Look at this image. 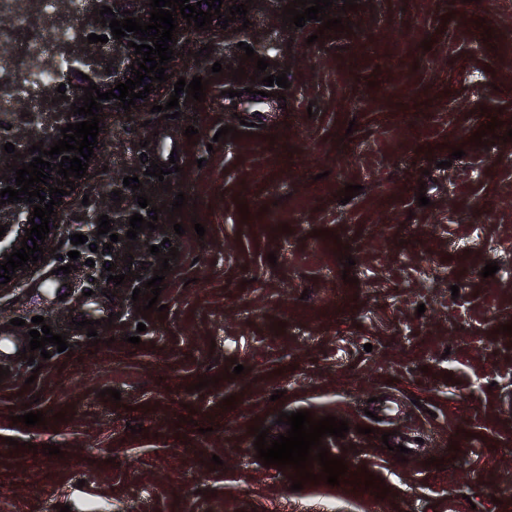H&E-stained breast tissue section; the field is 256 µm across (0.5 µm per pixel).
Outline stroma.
Here are the masks:
<instances>
[{
    "label": "stroma",
    "instance_id": "obj_1",
    "mask_svg": "<svg viewBox=\"0 0 512 512\" xmlns=\"http://www.w3.org/2000/svg\"><path fill=\"white\" fill-rule=\"evenodd\" d=\"M356 2L346 13L343 0L332 5L351 33L322 38L314 20L284 28L289 0H254L246 30L190 31L170 63L175 78L207 80L204 102L161 118L153 108L169 100V80L133 115L106 117L107 170L69 195L59 257L0 295V331L15 345L0 359V512H84L79 484L98 512H326L330 500L335 512H512V335L500 330L512 324V142L502 140L512 0ZM207 44L210 57L194 59ZM245 44L289 88L246 94L255 65ZM217 61L245 79L212 73ZM494 117L496 143H473ZM243 121L251 135L215 141L220 126ZM455 147L464 154L453 160ZM174 152L175 188L151 178L152 203L184 193L186 230L176 235L159 213L150 242L170 239L179 255L158 299L165 317H144L131 288L105 296L111 255L68 238L83 198L117 190L118 211L139 212L124 178ZM349 184L361 190L344 204ZM476 232L496 251L456 250ZM75 249L82 263L64 276L63 299L47 285ZM492 261L498 271L482 277ZM35 316L71 350L21 358ZM85 319L97 321V339L75 329ZM106 388L120 402L101 397ZM28 410L47 425L19 423ZM299 410L347 421L345 437L322 444L355 483L295 491L292 468L262 465L254 428L276 438L287 430L279 413ZM132 420L141 432L127 429ZM418 438V454L398 461L394 446ZM48 444L60 455L33 453ZM369 473L385 495L360 496Z\"/></svg>",
    "mask_w": 512,
    "mask_h": 512
}]
</instances>
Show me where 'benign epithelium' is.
I'll return each mask as SVG.
<instances>
[{
  "instance_id": "obj_1",
  "label": "benign epithelium",
  "mask_w": 512,
  "mask_h": 512,
  "mask_svg": "<svg viewBox=\"0 0 512 512\" xmlns=\"http://www.w3.org/2000/svg\"><path fill=\"white\" fill-rule=\"evenodd\" d=\"M150 0H94V7L78 11L75 7V0H55V6L58 10L75 14L77 27L81 30L82 35L67 46V54L78 68L79 74L75 75L73 84L75 87L69 89L70 96L79 98L84 95L81 87L89 86V81H94L99 85V89L105 92L119 83L125 82L134 76V72L127 69V66L135 63V48L127 46L130 41L141 44L138 36L132 32L126 33L123 37V43H118L113 39L111 29L108 26L95 22L97 16L93 9H102V6L112 8L117 19H122L121 12L129 10L133 12V16L143 18L149 21L150 8L146 3ZM103 31L108 37L106 43H88L87 36L91 33ZM114 61L112 67H107L109 61ZM89 76V80L81 79V74ZM84 121V117L75 116L71 110L54 111L48 114L36 113L29 111V102L23 95L17 93L12 98V112L9 113L8 123L12 128L5 132V137L0 139V175L4 174L10 177V180H0V190L8 186H15V173L6 170L7 158L9 154L3 149V144L10 142L15 145V152L26 155L23 160H17L16 165L29 163L38 153L28 154V147L44 140L43 149H50L53 141L63 138L60 128L67 126L69 123ZM34 211V205L24 203H6L0 206V225L6 226L5 236L0 237V265L5 261L4 254L12 252V248H20V242L25 237V230L30 228L27 224L30 219V212ZM113 232L119 234V241L114 244V256L112 262L116 264L113 274H123L122 269L124 262L120 258L128 252L127 245H134V249L138 250L142 247L143 239L148 237V232L144 231L136 240L132 241L125 237V233L129 230V224L126 223V217L119 212L112 213Z\"/></svg>"
}]
</instances>
